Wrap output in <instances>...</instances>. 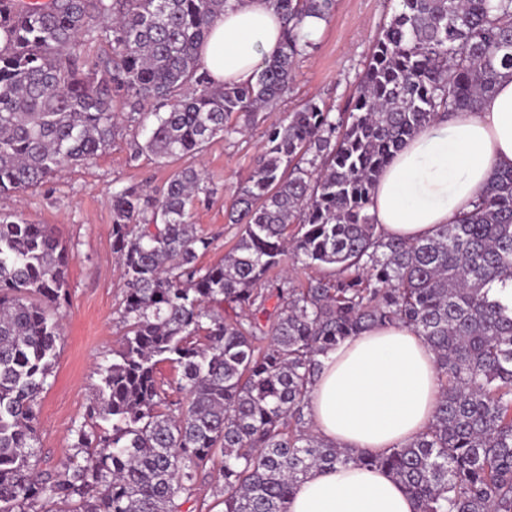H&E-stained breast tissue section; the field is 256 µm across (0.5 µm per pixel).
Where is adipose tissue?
Returning a JSON list of instances; mask_svg holds the SVG:
<instances>
[{
    "label": "adipose tissue",
    "instance_id": "1",
    "mask_svg": "<svg viewBox=\"0 0 512 512\" xmlns=\"http://www.w3.org/2000/svg\"><path fill=\"white\" fill-rule=\"evenodd\" d=\"M282 21L269 0L225 10L200 51L215 83L253 81L277 47ZM512 167V79L475 110L440 117L407 141L377 181L371 211L385 234L412 240L455 223L494 171ZM437 357L403 325L375 327L323 361L309 398L314 433L354 452L383 453L432 422L439 400ZM288 512H414L384 469H315L298 483Z\"/></svg>",
    "mask_w": 512,
    "mask_h": 512
}]
</instances>
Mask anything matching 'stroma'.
Instances as JSON below:
<instances>
[{"label": "stroma", "mask_w": 512, "mask_h": 512, "mask_svg": "<svg viewBox=\"0 0 512 512\" xmlns=\"http://www.w3.org/2000/svg\"><path fill=\"white\" fill-rule=\"evenodd\" d=\"M398 8V0H336L332 17L314 34V49L301 58L288 93L276 111L268 113V122L279 121L309 99L333 112L344 111L377 35ZM263 131L258 125L243 135L214 139L194 160L216 190L213 199L193 213L198 233L212 241L200 264L221 260L240 238L241 228L228 222L225 208L255 168ZM139 136L135 128L124 129L92 162L67 165L57 177L20 196H0V213L51 225L70 255L58 358L36 407V465L45 475L59 470L72 454V431L86 418L100 383L99 367L111 360L126 331V283L112 251V194L130 185L161 188L174 171L147 153L130 160V143Z\"/></svg>", "instance_id": "stroma-1"}]
</instances>
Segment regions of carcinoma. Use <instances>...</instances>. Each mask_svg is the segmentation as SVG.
Masks as SVG:
<instances>
[{
	"label": "carcinoma",
	"mask_w": 512,
	"mask_h": 512,
	"mask_svg": "<svg viewBox=\"0 0 512 512\" xmlns=\"http://www.w3.org/2000/svg\"><path fill=\"white\" fill-rule=\"evenodd\" d=\"M284 27L254 81L216 84L199 50L230 0H0V195L105 152L119 126L148 131L130 160L197 156L258 122L310 48L309 17L336 0H273ZM347 109L310 99L270 124L231 203L242 225L217 263L192 211L203 173L175 170L151 193H112V251L127 331L74 453L35 472L36 406L61 336L69 252L48 224L0 215V512H182L207 464L223 512H287L316 468L386 469L416 512H512V170L432 236L388 237L370 213L381 172L441 112L476 108L512 78V0H399ZM107 50L95 57L92 45ZM293 255L324 275L296 286L269 271ZM273 309H268V303ZM403 323L437 356L433 422L383 454L311 431L304 409L322 357ZM181 372L185 403L158 365ZM111 424L102 434L100 423Z\"/></svg>",
	"instance_id": "obj_1"
}]
</instances>
